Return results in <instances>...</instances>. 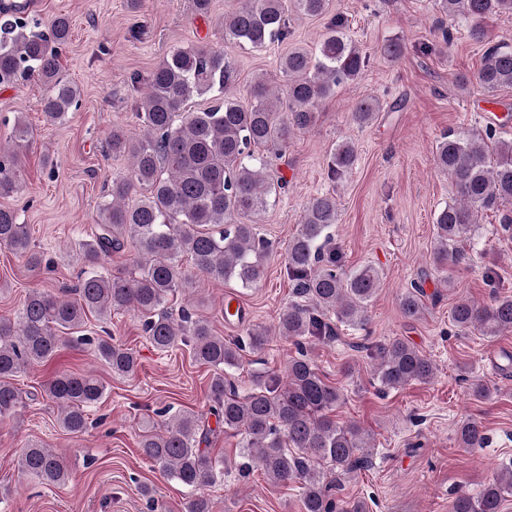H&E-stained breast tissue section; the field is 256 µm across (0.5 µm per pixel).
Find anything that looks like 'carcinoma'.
Returning a JSON list of instances; mask_svg holds the SVG:
<instances>
[{
    "label": "carcinoma",
    "instance_id": "cac0c4a2",
    "mask_svg": "<svg viewBox=\"0 0 512 512\" xmlns=\"http://www.w3.org/2000/svg\"><path fill=\"white\" fill-rule=\"evenodd\" d=\"M327 0H242L224 16L226 49L206 45L170 50L151 72L147 91L137 106L143 134L131 136L112 128L108 148L130 160L127 174L112 178L99 205L97 227L78 242L82 278L76 288L54 293L32 290L14 315H0V417H12L24 404L13 377L50 361L58 352L63 330H79L87 315L106 321L114 314L137 312L151 345L167 352L189 345L199 363L213 371L208 388L207 416L162 410L163 429L141 436L139 452L160 474L193 491L224 481V457L206 448L217 433L240 437L235 467L243 478L258 465L272 484L297 485L302 512H364L358 501L336 495L337 478L363 467L371 458L372 438L354 423L336 421L332 412L342 399L308 355L306 344L330 340L337 327L362 329L368 307L381 280L379 268L341 269L334 253H325L328 230L337 223L336 194L324 192L306 207L297 232L284 246L288 279L297 301L279 315L277 335L295 342L298 356L285 375L255 374V388L241 396L224 375L238 365L241 353L263 351L270 337L260 326L226 339L210 322L188 309L173 312L170 297L193 279L184 269L219 282L236 281L243 288L258 285L265 276L275 242L258 231L256 218L271 198L287 185L272 160L284 156L296 133L314 125L317 107L342 85L358 80L367 57L348 39L345 21L334 18L311 54L293 48L279 57L281 88L273 90L263 77L254 80L245 102L227 94L236 82L231 48L264 50L288 39V14L318 17ZM444 16L478 21L490 15L512 14V0H435ZM71 36L70 18L60 14L46 31L29 28L20 11L0 9V87L34 78L48 87L41 101L47 122L62 123L80 101L77 84L60 75L59 50ZM487 94L512 88V47L488 48L477 71L460 78ZM213 95L205 108L191 109L193 97ZM377 99L356 101L352 120L363 127L379 111ZM14 145H0V195L19 189L25 164L24 148L31 139L27 124L13 127ZM434 161L448 173L456 199L434 214L438 268L461 265L470 256L461 246L474 230L478 213L492 212L505 231L512 229V140L499 136L495 125L481 132L450 131L433 148ZM356 161L350 142L331 153L327 176L340 180ZM135 250L128 267L101 270L104 258ZM0 245L26 259L33 268L42 257L34 250L27 225L17 213L0 208ZM419 282L401 296L403 315L411 320L424 313ZM453 333L474 331L484 336L512 332V295L493 294L488 303L457 301L451 310ZM94 347L96 357L112 375L125 377L138 366L134 352L111 335L78 337ZM373 382L383 390L411 383H428L436 365L404 338L369 348ZM106 387L91 375L62 373L44 385L45 396L60 410L62 427L73 434L87 426V411L105 395ZM215 426H210L209 417ZM457 439L465 448H483L488 437L475 419L461 423ZM18 466L30 478L60 485L70 476L65 456L53 448L29 444L18 455ZM512 495V462L497 477L471 494L460 491L451 512H500Z\"/></svg>",
    "mask_w": 512,
    "mask_h": 512
}]
</instances>
